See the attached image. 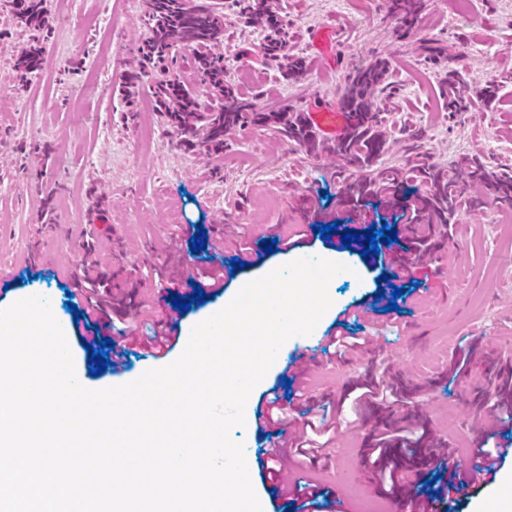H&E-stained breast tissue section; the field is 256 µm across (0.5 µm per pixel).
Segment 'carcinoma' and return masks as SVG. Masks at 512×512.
Returning a JSON list of instances; mask_svg holds the SVG:
<instances>
[{
	"label": "carcinoma",
	"mask_w": 512,
	"mask_h": 512,
	"mask_svg": "<svg viewBox=\"0 0 512 512\" xmlns=\"http://www.w3.org/2000/svg\"><path fill=\"white\" fill-rule=\"evenodd\" d=\"M241 16L266 32L267 59L279 63L283 73L296 77L303 70L300 59L289 54L287 25L262 0H232ZM11 13L26 28L45 33L49 30L47 0H6ZM150 28L144 41L138 68L126 74L122 92L130 98L143 78L153 79L152 95L156 111L162 112L170 129L188 147L201 146L217 155L224 150V136L248 124L273 127L307 156L334 157L339 162V191L357 201L386 197L398 204L411 199L422 223L432 233L416 241L423 257L448 241V225L464 208L483 204L470 188L492 190L496 199L512 204V173L497 174L480 160L462 155L443 166L424 147V134L414 130L399 147L401 157H388L389 139L385 131L387 99L391 94L390 65L374 59L354 68L345 78L339 104L350 123L343 136L330 141L319 136L301 112H257L252 98L228 82L224 57L213 48L224 41V12L213 0H147ZM424 8V0H387L389 15L398 37L406 36ZM192 51L190 66L209 90L201 99L186 81L178 51ZM425 58L440 67V96L449 113L470 107L461 73L450 66V58L437 42L424 46ZM43 47L33 45L21 51L15 68L32 74L42 63ZM404 413L390 408L378 411L377 418L387 428L398 429L403 421L420 429L422 448L435 447L427 419L416 396L420 385L396 380ZM477 406L487 414L512 412V372L500 371L477 398Z\"/></svg>",
	"instance_id": "carcinoma-1"
}]
</instances>
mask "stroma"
<instances>
[{
	"label": "stroma",
	"mask_w": 512,
	"mask_h": 512,
	"mask_svg": "<svg viewBox=\"0 0 512 512\" xmlns=\"http://www.w3.org/2000/svg\"><path fill=\"white\" fill-rule=\"evenodd\" d=\"M471 16H461L454 0H425L414 33L397 38L386 0H266L288 25L290 52L303 58L304 71L286 79L264 54L263 36L237 8H224V43L219 52L233 85L266 112L309 111L337 102L348 73L376 58L390 64L393 94L387 103L393 138L423 128L434 159L448 164L466 154L490 170H512V0H471ZM51 28L39 70L22 92L15 55L33 45L32 31L20 28L0 0V70L7 88L0 91V267L14 269L0 282V309L34 295L49 299L71 350L75 371L92 390L122 385L145 370L176 360L191 329L224 307L239 281L255 279L269 268L301 257H335L353 264L352 278H335L329 288L332 310L306 337L291 338L257 386L252 417L232 437L253 459L252 485L264 512H293L263 469L267 442H288L304 420H334L328 451L318 467L290 458L285 468L298 478L296 494L308 485L331 490L347 512L362 500L381 512H397L400 500H416L440 465L468 469L480 462L475 450L494 437L508 455L491 490H461L453 508L439 512H497L512 502V421L503 414H478L469 399L485 387L493 357L512 356V275L493 267L512 251V222L501 221L499 204L462 210L448 242L432 258L410 252L411 205L353 204L338 195V164L312 158L273 129L247 126L224 138L220 155L185 148L163 115L145 110L152 98L142 81L133 102L121 88L125 74L140 58L149 19L145 0H48ZM336 27V64L327 66L309 47L310 32ZM437 40L468 85L472 107L448 115L442 105L439 68L425 62L422 43ZM111 52L116 68L98 67ZM98 75L108 96L90 92L87 80ZM496 78L498 93L482 90ZM151 125L150 141L141 129ZM338 222L360 233L371 226L400 229L394 255L362 257L360 244L344 248L341 235L321 237L320 227ZM204 228V249L192 251L190 239ZM290 247L263 251L266 240ZM251 248V261L231 265L239 244ZM222 273L224 287L207 290L205 303L187 311L172 306L179 296L174 281L198 280L202 270ZM106 278V297L130 339L149 335L164 323L172 346L159 358L131 351L124 367L99 375L89 372L86 331L68 312L67 293L85 271ZM402 288L392 297L391 287ZM395 310H388L389 302ZM344 327L367 337L365 347L336 358L319 346L322 337ZM377 375L402 370L426 380L458 367L451 385L436 384L421 400L433 430L445 445L431 451L423 482L402 495H383L373 464L364 460V437L371 415L353 421L348 398L365 364ZM301 374L307 399L296 402L284 380ZM286 409L284 427H266L261 418L269 391Z\"/></svg>",
	"instance_id": "stroma-1"
}]
</instances>
